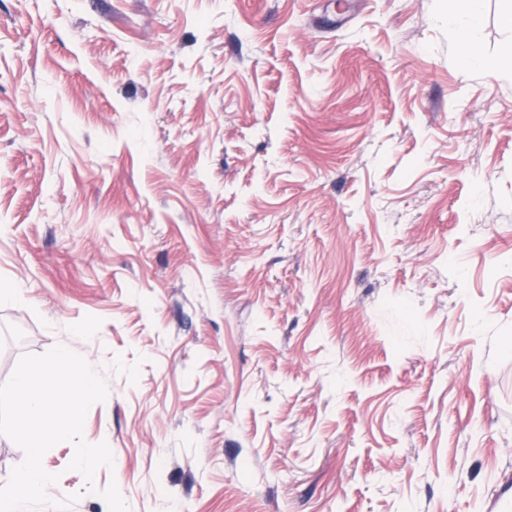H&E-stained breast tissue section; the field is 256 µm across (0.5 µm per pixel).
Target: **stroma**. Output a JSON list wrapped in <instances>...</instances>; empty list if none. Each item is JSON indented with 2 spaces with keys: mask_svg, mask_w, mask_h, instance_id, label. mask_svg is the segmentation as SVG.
Listing matches in <instances>:
<instances>
[{
  "mask_svg": "<svg viewBox=\"0 0 512 512\" xmlns=\"http://www.w3.org/2000/svg\"><path fill=\"white\" fill-rule=\"evenodd\" d=\"M451 0H0V384L57 345L112 467L48 504L512 493V29ZM481 3L482 0H453L448 25L457 26L461 56L465 61L494 69L498 66V60L483 57L472 37L482 21Z\"/></svg>",
  "mask_w": 512,
  "mask_h": 512,
  "instance_id": "stroma-1",
  "label": "stroma"
}]
</instances>
